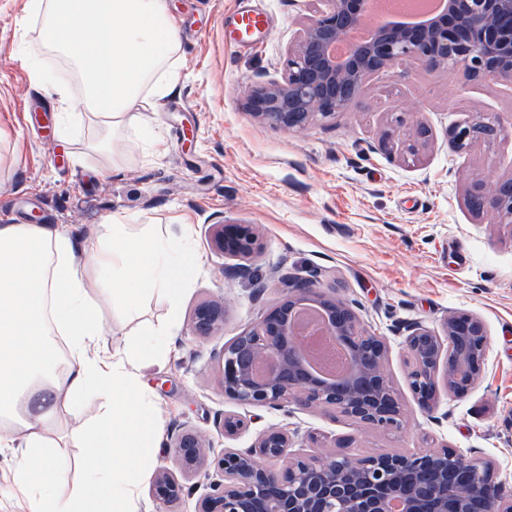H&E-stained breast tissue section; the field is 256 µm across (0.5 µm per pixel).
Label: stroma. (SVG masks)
Returning a JSON list of instances; mask_svg holds the SVG:
<instances>
[{"label": "stroma", "mask_w": 512, "mask_h": 512, "mask_svg": "<svg viewBox=\"0 0 512 512\" xmlns=\"http://www.w3.org/2000/svg\"><path fill=\"white\" fill-rule=\"evenodd\" d=\"M24 3L0 0V224L63 227L82 244L97 225L126 217L156 232H189L198 258L177 303L153 294L134 315L116 303L102 308L98 346L106 352L122 349L138 326L176 323L167 358L142 369L162 422L138 512H194L203 485L171 505L151 491L154 471L176 465L172 435L188 428L218 451L248 447L272 425L297 431L303 448L351 439L362 456L448 446L490 462L512 488V223L476 216L465 202L473 177L512 175V83L469 82L460 71L428 73L406 61L371 77L356 110L289 132L260 122L246 102L256 83L280 79L310 0H169L181 38L173 86L150 140L126 130L114 159L96 149L100 131L87 117L59 131L55 96L31 81L34 33ZM249 4L269 27L247 46L235 38V21ZM403 112L430 131L415 159L404 154L402 133L389 131ZM477 112L503 126L501 138L450 151L449 129ZM235 223L260 236L248 280L229 277L233 258L211 244L217 225ZM312 269L320 288L353 302L364 327L384 338L387 373L406 411L401 430L365 427L329 409L225 399L217 360L224 343L285 297L284 274ZM258 283L265 293L257 302ZM220 295L230 302L223 333L192 336L194 309ZM452 311L485 322V372L465 396L439 393L424 411L407 383L408 328L440 329ZM227 412L249 421L233 439L218 425Z\"/></svg>", "instance_id": "obj_1"}]
</instances>
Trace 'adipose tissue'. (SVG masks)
Listing matches in <instances>:
<instances>
[{
  "label": "adipose tissue",
  "instance_id": "adipose-tissue-1",
  "mask_svg": "<svg viewBox=\"0 0 512 512\" xmlns=\"http://www.w3.org/2000/svg\"><path fill=\"white\" fill-rule=\"evenodd\" d=\"M38 23L30 71L62 57L81 79V105L103 127L98 149L130 123L148 129V111L174 78L180 48L167 0H25ZM188 236H151L112 219L92 247L67 230L0 224V418L16 423L14 489L30 512H135L146 451L158 447L161 418L140 380L144 360L162 356L168 328L135 334L125 352H101V307L119 302L136 312L145 296L176 298L189 274ZM95 409L72 458L47 435L61 414ZM80 481L58 494L72 473Z\"/></svg>",
  "mask_w": 512,
  "mask_h": 512
}]
</instances>
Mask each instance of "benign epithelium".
<instances>
[{
	"mask_svg": "<svg viewBox=\"0 0 512 512\" xmlns=\"http://www.w3.org/2000/svg\"><path fill=\"white\" fill-rule=\"evenodd\" d=\"M288 47L281 79L258 84L248 95L252 114L275 128L298 131L312 121L351 112L367 80L411 59L427 71L458 69L469 81L512 82V0H445L438 15L419 21L390 20L373 27L369 41H352L365 23L368 0H313ZM339 41L347 51L336 59ZM394 129L411 130L402 142L405 154L425 149L429 132L408 113L394 118ZM500 126L477 113L448 131L455 152L479 141H492ZM467 205L500 224L512 223V176L488 183L471 181ZM214 246L232 257L248 258L261 248L250 225L232 236L220 226ZM317 273L292 280L288 295L261 316L252 328L224 343L219 353L224 398L239 405L284 407L290 404L333 409L359 423L398 430L403 408L389 381L383 338L362 330L353 305L316 287ZM300 302H315L328 313L326 336L351 349L349 373L334 381L311 375L303 367L305 348L289 339L288 316ZM228 302L222 296L199 305L190 318L198 338L224 332ZM488 334L483 320L471 313L448 314L441 331L414 325L406 336L411 367L408 385L418 407L431 409L439 387L456 397L466 395L485 369ZM267 364L269 374L254 377V367ZM219 425L234 438L247 427L243 417L224 413ZM322 449L310 454L296 447L295 434L270 426L247 448L214 452L210 440L191 429L178 433L173 448L179 472L163 466L152 479L154 497L163 504L180 501L187 482L201 475L207 491L195 512H512V490L498 481L491 464L465 460L452 448L418 453L355 456Z\"/></svg>",
	"mask_w": 512,
	"mask_h": 512,
	"instance_id": "1",
	"label": "benign epithelium"
}]
</instances>
